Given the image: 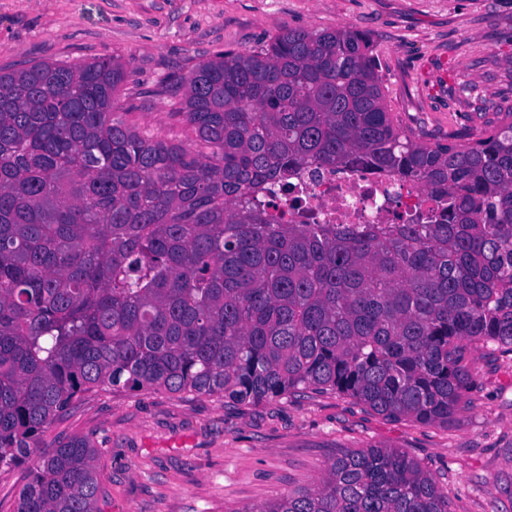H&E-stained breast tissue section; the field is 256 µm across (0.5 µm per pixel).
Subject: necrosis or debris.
<instances>
[{
  "instance_id": "4bbe7bcc",
  "label": "necrosis or debris",
  "mask_w": 512,
  "mask_h": 512,
  "mask_svg": "<svg viewBox=\"0 0 512 512\" xmlns=\"http://www.w3.org/2000/svg\"><path fill=\"white\" fill-rule=\"evenodd\" d=\"M259 199L270 220L293 224H410L435 206L420 187L361 166L303 167L286 183L267 185Z\"/></svg>"
}]
</instances>
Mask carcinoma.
<instances>
[{"label":"carcinoma","instance_id":"carcinoma-1","mask_svg":"<svg viewBox=\"0 0 512 512\" xmlns=\"http://www.w3.org/2000/svg\"><path fill=\"white\" fill-rule=\"evenodd\" d=\"M373 43L284 29L179 80L195 142L139 133L125 68L0 71V467L94 389L259 402L336 391L446 426L467 350L512 349V112L468 141L396 123ZM356 164L446 198L437 224H272L254 196ZM96 449L39 457L14 512H97ZM243 512H450L406 452L363 448Z\"/></svg>","mask_w":512,"mask_h":512}]
</instances>
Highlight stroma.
I'll return each instance as SVG.
<instances>
[{
    "instance_id": "obj_1",
    "label": "stroma",
    "mask_w": 512,
    "mask_h": 512,
    "mask_svg": "<svg viewBox=\"0 0 512 512\" xmlns=\"http://www.w3.org/2000/svg\"><path fill=\"white\" fill-rule=\"evenodd\" d=\"M288 28L368 35L393 115L428 142L512 110V0H0V69L116 58L126 122L187 143L176 80ZM469 359L468 400L445 426L312 389L255 403L94 391L48 426L40 451L73 435L97 448L98 512H241L316 486L337 456L370 446L405 451L451 512H512V352L491 344Z\"/></svg>"
}]
</instances>
